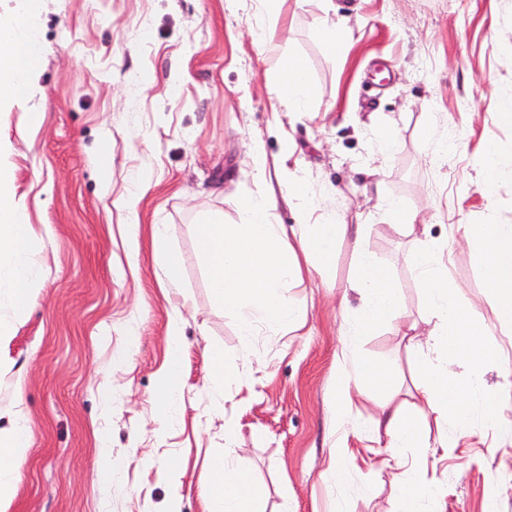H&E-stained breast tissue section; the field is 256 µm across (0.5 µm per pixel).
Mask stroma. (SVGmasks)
Listing matches in <instances>:
<instances>
[{
    "mask_svg": "<svg viewBox=\"0 0 512 512\" xmlns=\"http://www.w3.org/2000/svg\"><path fill=\"white\" fill-rule=\"evenodd\" d=\"M326 15L348 18L353 31L336 55L315 36ZM31 37L37 81L0 108L14 192L36 229L38 278L7 348L12 367L0 373V410L22 396L33 437L8 512H164L174 495L181 512H206V459L226 449L250 472L263 512H394L398 472L371 429L380 408L362 394L339 420L336 372L383 362L393 406H412L421 351L404 332L429 326L409 258L424 243L447 244L461 299L497 324L461 238L470 224H512V175L485 196L475 161L492 141L512 167V123L501 117L512 105V0H280L274 13L259 0H42ZM289 52L313 85L306 112L270 91ZM426 126L454 144L447 162H435ZM256 142L268 172L299 170L346 223L368 213L364 246L400 295L390 323L351 340L360 301L345 291L356 258L347 237L326 276L292 288L298 330L261 326L247 343L214 303L196 224L211 213L234 223L240 195L263 191ZM140 167L153 180L134 235L120 199ZM386 199L413 229L383 215ZM155 224L182 256L178 287L161 284ZM176 313L184 407L162 431L151 399ZM213 349L224 353L220 392L204 387ZM470 426L457 447L409 454L442 485L438 512H483L492 494L512 512V440ZM100 434L125 461L106 498ZM344 446L358 468L337 455Z\"/></svg>",
    "mask_w": 512,
    "mask_h": 512,
    "instance_id": "obj_1",
    "label": "stroma"
}]
</instances>
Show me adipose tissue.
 Returning a JSON list of instances; mask_svg holds the SVG:
<instances>
[{"mask_svg": "<svg viewBox=\"0 0 512 512\" xmlns=\"http://www.w3.org/2000/svg\"><path fill=\"white\" fill-rule=\"evenodd\" d=\"M15 23L10 31H0V104L25 99L37 78L38 46L24 39L23 33L39 12L41 0H15ZM274 91L287 103L289 111L302 112L310 98V84L303 62L290 55L283 59ZM10 142L0 137V254L9 260L0 269V288L6 289L14 315L24 314L36 295L30 265L35 229L13 191V170L5 155ZM283 186L289 204L298 214L292 233L298 241L309 274H324L330 267L336 240L348 227L336 212L322 208L307 181L297 171L286 175ZM472 264L484 276L487 292L494 302L502 333L512 334V224H472L466 228ZM356 272L349 288L361 300L358 317L351 331L353 339L369 335L377 326L390 321L400 311V297L390 284L388 270L363 249L361 233H354ZM413 266L424 289L432 327L426 336L430 355L420 358L413 396L427 404L436 421L454 422L452 436L444 437L442 447H456L469 433L472 416H479L491 430L512 435V423L503 416L504 405L512 400V390L486 393L482 390V369L498 361L499 347L487 328L475 320L472 307L462 304L457 286L450 282L436 251L419 249ZM170 353L154 394L155 419L166 424L177 417L183 406L181 368V324L179 317L169 322ZM469 368L468 377L454 374V365ZM371 393L381 408L375 431L384 433L392 459L400 469L396 487L397 512H432L443 495L436 482L420 477L408 466V448L430 447V433L417 417L403 416L391 406L394 380L383 363L367 360L336 374V413L348 418L355 395ZM28 419L21 403L9 410V425L0 428V512H4L30 447ZM208 478L202 486L207 512H260L258 500L244 469L233 465L227 455L215 454L207 463Z\"/></svg>", "mask_w": 512, "mask_h": 512, "instance_id": "1", "label": "adipose tissue"}]
</instances>
